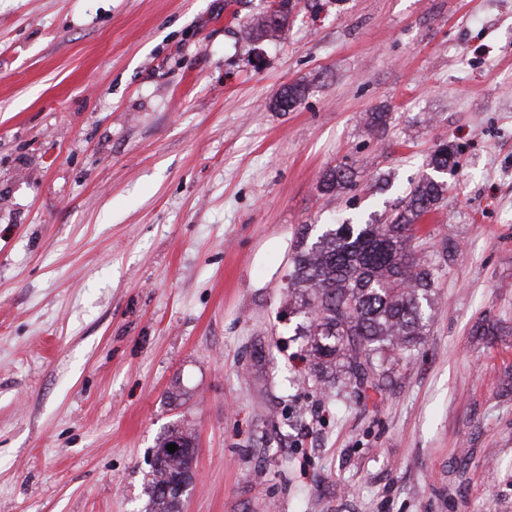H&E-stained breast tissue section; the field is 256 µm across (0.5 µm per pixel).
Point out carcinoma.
Returning a JSON list of instances; mask_svg holds the SVG:
<instances>
[{
	"label": "carcinoma",
	"instance_id": "1",
	"mask_svg": "<svg viewBox=\"0 0 512 512\" xmlns=\"http://www.w3.org/2000/svg\"><path fill=\"white\" fill-rule=\"evenodd\" d=\"M282 19H264L256 34L279 38ZM306 85L295 82L276 97L275 106H297ZM365 124L377 132L388 126L390 113L368 112ZM435 173L458 166L450 142L435 146L426 160ZM355 186L348 168L326 172L321 190L344 191ZM446 184L425 176L405 194L401 208L383 222L327 224L310 235L299 234L288 287L301 295L306 318L304 335L311 338L310 354L318 365L339 367L356 389L376 390L383 383L384 364L410 355L431 317L436 271L416 258L418 221L439 206ZM177 445L170 452L167 445ZM194 445L191 431L175 428L157 447L150 484L153 512H179L182 492L191 482Z\"/></svg>",
	"mask_w": 512,
	"mask_h": 512
}]
</instances>
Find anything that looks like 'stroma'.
Instances as JSON below:
<instances>
[{"label": "stroma", "mask_w": 512, "mask_h": 512, "mask_svg": "<svg viewBox=\"0 0 512 512\" xmlns=\"http://www.w3.org/2000/svg\"><path fill=\"white\" fill-rule=\"evenodd\" d=\"M443 141L420 344L317 378L300 230L387 218ZM175 427L181 512H512V0H0V512H150ZM306 93V85L302 81L285 87L276 97L275 106L281 111H288L297 106ZM458 153L450 142H440L426 160V165L435 173L455 170L458 166ZM349 169L344 166H336L326 172L322 184L321 190L323 192H341L347 189H352L356 183L353 181ZM168 444H176L177 450L170 453ZM193 445L192 432L182 427L174 428L158 445L152 463L153 478L150 484L156 508L151 512H179L180 497L191 482L193 454L190 448H194Z\"/></svg>", "instance_id": "35a3bbf8"}]
</instances>
